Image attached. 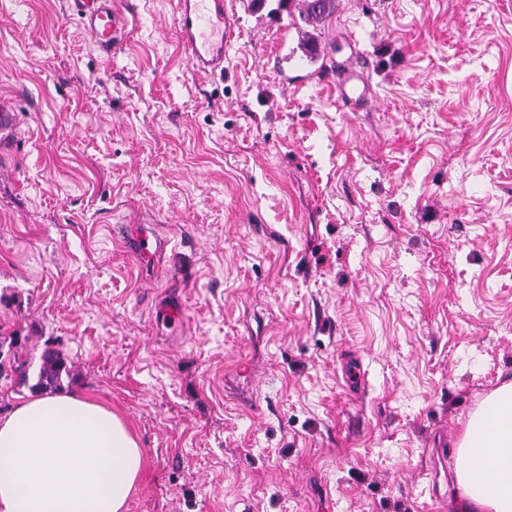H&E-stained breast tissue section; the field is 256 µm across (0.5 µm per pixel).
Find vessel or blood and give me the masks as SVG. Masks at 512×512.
<instances>
[{"mask_svg":"<svg viewBox=\"0 0 512 512\" xmlns=\"http://www.w3.org/2000/svg\"><path fill=\"white\" fill-rule=\"evenodd\" d=\"M91 42L103 53L112 55L122 46L125 27L123 13L114 8L113 0H71ZM180 18L178 37L188 55L191 68L216 73L224 67V43L214 39V32L224 28V0H178ZM368 85L354 68H346L336 84V95L342 103L363 98Z\"/></svg>","mask_w":512,"mask_h":512,"instance_id":"b4317fda","label":"vessel or blood"}]
</instances>
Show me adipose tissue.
I'll list each match as a JSON object with an SVG mask.
<instances>
[{"label":"adipose tissue","instance_id":"1","mask_svg":"<svg viewBox=\"0 0 512 512\" xmlns=\"http://www.w3.org/2000/svg\"><path fill=\"white\" fill-rule=\"evenodd\" d=\"M143 465L135 435L108 407L31 397L0 419V512H125ZM455 473L466 512H512V381L466 422Z\"/></svg>","mask_w":512,"mask_h":512}]
</instances>
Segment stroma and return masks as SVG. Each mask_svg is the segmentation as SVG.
<instances>
[{"label":"stroma","mask_w":512,"mask_h":512,"mask_svg":"<svg viewBox=\"0 0 512 512\" xmlns=\"http://www.w3.org/2000/svg\"><path fill=\"white\" fill-rule=\"evenodd\" d=\"M117 2L105 60L66 0H0V418L51 348L140 440L126 512H463L435 450L512 380V0H336L313 64L224 0L207 79L176 0ZM344 67L345 72L341 73L336 84V95L343 104H348L366 96L368 84L353 65Z\"/></svg>","instance_id":"35a3bbf8"}]
</instances>
